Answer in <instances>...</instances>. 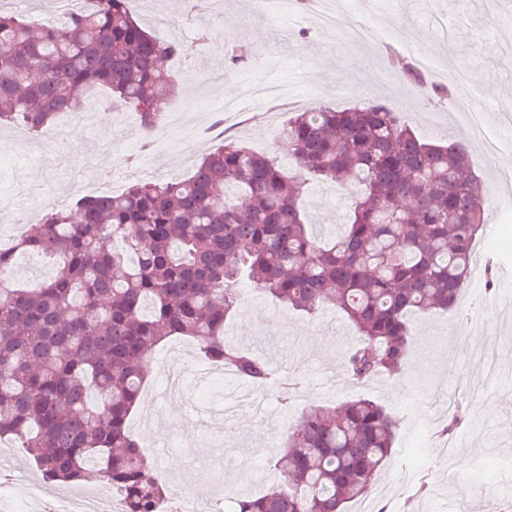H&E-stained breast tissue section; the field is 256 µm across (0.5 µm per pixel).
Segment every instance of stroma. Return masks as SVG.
<instances>
[{
  "mask_svg": "<svg viewBox=\"0 0 512 512\" xmlns=\"http://www.w3.org/2000/svg\"><path fill=\"white\" fill-rule=\"evenodd\" d=\"M131 8L153 34L164 39L175 35L184 44V55L168 63L182 84L169 108L175 120L196 129V138L140 153L142 131L136 115L111 108L103 93L90 94L88 102L99 114L89 129L74 131L73 156L28 153L29 134L6 127L10 139L0 142V193L10 195L17 205L27 204L25 188L30 184L44 185L63 203L89 194L94 186L118 194L139 180L189 176L195 161L218 145L204 136L213 114L223 112L244 85L262 76L283 86L285 95L276 102H242L240 109L249 118L239 121L230 134L256 151L276 153L282 163L288 157L278 147V134L292 108L341 109L378 100L400 112L406 124L428 140L463 141L475 176L497 197L495 207L485 213L476 246L495 250L498 264L512 265V193H499L495 181L507 148H512V122L495 117L500 102L512 99V69L502 65L504 58H512V0H498L493 14L486 0H339L333 26L315 24L311 11L299 8L296 0H279L263 11L243 6L242 0H223L218 16L207 0H132ZM365 23L385 31L384 44L354 38L355 25ZM237 44L261 53L260 66L231 70L210 52L214 45ZM390 49L404 60L431 58L442 83L455 84L464 74H477L480 96L463 103L455 99L441 106L428 104L410 83L383 80V73L393 69L386 55ZM473 112L486 115L485 125L502 143L503 152H488L482 141L469 138L463 119ZM355 194L347 181L309 179V222L335 230L346 223ZM458 307L472 312L460 328L465 346H458L448 330L453 312L415 314L404 369L359 384L343 367L346 351L359 336L336 307L327 305L309 315L243 286L230 329L242 347L257 350L276 371L292 378L300 394L285 397L273 386L253 390L216 366L204 379H184L181 400L170 401L162 395L169 354L163 345L153 355L143 405L131 416L130 432L151 448L156 476L169 483L190 480L201 499L219 487L228 497L243 485L259 493L276 482L272 462L302 411L367 397L396 416L400 430L395 451L370 494L350 503L349 512H362L367 505L374 512H489V498L502 499L512 491V470L499 463L512 456V278L496 277L490 293L483 277L469 278ZM313 329L324 338L316 348L303 341ZM491 362L509 375L482 383ZM235 389L253 390L256 403L242 407L233 418H222L220 411ZM446 397L469 410L470 419L451 434L448 461L442 465L431 435L446 424L448 410L441 405L432 409L431 404ZM188 435L208 444L207 458L185 447ZM7 448L15 455L14 474L32 485L23 499L17 490L0 488V512H43L45 502L58 499L62 484L44 480L16 442L0 443V452ZM175 458L183 462L177 473L171 470Z\"/></svg>",
  "mask_w": 512,
  "mask_h": 512,
  "instance_id": "1",
  "label": "stroma"
}]
</instances>
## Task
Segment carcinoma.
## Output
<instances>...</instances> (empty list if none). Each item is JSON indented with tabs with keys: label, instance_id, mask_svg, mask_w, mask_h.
<instances>
[{
	"label": "carcinoma",
	"instance_id": "cac0c4a2",
	"mask_svg": "<svg viewBox=\"0 0 512 512\" xmlns=\"http://www.w3.org/2000/svg\"><path fill=\"white\" fill-rule=\"evenodd\" d=\"M130 2L82 0L59 24L0 7V126L35 135L83 111L74 90L103 87L137 113L149 150L178 86L165 63L183 46L148 32ZM225 62L239 69L251 54L234 47ZM403 76L429 103L455 92L413 66ZM280 137L302 173L360 185L337 238L308 223L305 180L226 138L187 178L83 196L0 248V269L18 251L54 263L36 287L0 275V440H19L47 480L76 485L91 470L123 512H162L150 455L128 433L150 353L188 336L239 380L267 384L269 361L224 336L244 283L310 314L334 304L361 336L344 357L361 383L403 367L411 315L456 307L485 224L462 144L425 141L383 103L297 111ZM398 429L368 398L314 406L283 442L276 485L230 498L228 512H347Z\"/></svg>",
	"mask_w": 512,
	"mask_h": 512
}]
</instances>
